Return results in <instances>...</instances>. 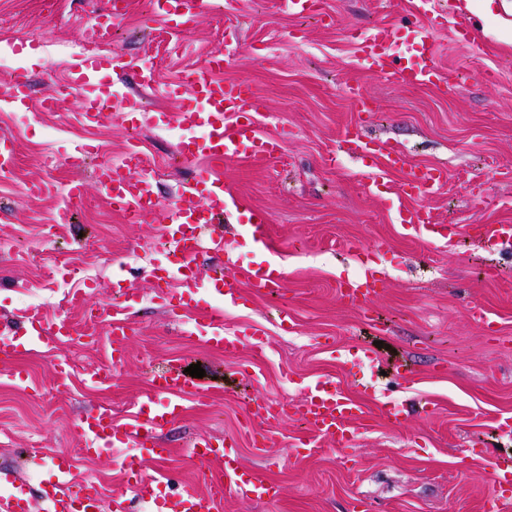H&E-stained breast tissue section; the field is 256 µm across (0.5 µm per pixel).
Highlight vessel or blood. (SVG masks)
Wrapping results in <instances>:
<instances>
[{
  "instance_id": "b4317fda",
  "label": "vessel or blood",
  "mask_w": 512,
  "mask_h": 512,
  "mask_svg": "<svg viewBox=\"0 0 512 512\" xmlns=\"http://www.w3.org/2000/svg\"><path fill=\"white\" fill-rule=\"evenodd\" d=\"M153 5L157 18L163 19L168 27H188L201 17L205 0H153ZM441 26V19L435 17L427 27L417 24L406 29L394 26L377 29L360 42L358 66L367 74L388 76L405 86L436 83L431 33ZM224 62L223 53H214L204 67L193 71L191 82L177 80L169 87L171 96L187 92L195 101L194 106L183 108L175 117L188 132L187 138L177 145V155L183 163L196 168L193 183L182 190L175 204L163 205L152 182L141 174L143 154L138 140H131L123 157L100 167L95 177L113 208L123 212L128 222L152 219L159 224L172 252L180 255L181 263L176 268L155 267L154 285L159 294H166L169 285L176 282L187 296L207 292L224 299L225 303L235 304L241 300L244 288L263 294L282 287L285 274L280 266L264 261L241 267L235 251L225 247L218 229L224 217H236L238 223L244 224L252 247L259 250L269 245V218L264 211L247 207L225 189L215 169L234 158L255 161L276 158L283 151L284 140L259 132L255 117L264 109L263 100L249 83L221 79ZM100 67L97 58H86L56 85L55 95H65L73 87L85 88L81 110L86 122L91 124L110 115L118 106L127 114H135L139 109L137 97L117 95L110 86L97 83ZM6 93L10 108L26 109L30 101L26 73L10 76ZM339 147L345 153L370 160L368 189L376 196L386 189L390 170L404 168L406 164L400 149L384 150L378 142L366 139L357 123L346 129ZM445 182L443 168L410 170L396 193L397 205L393 211L396 223L426 239L450 241L457 233L456 226L431 222L425 208L414 203L415 198L436 192ZM474 232L481 244L490 249L512 242V224H480ZM205 248L223 253L224 275L208 279L199 275L193 258ZM378 282L375 271L367 270L359 278L339 281L338 295L346 303L362 306L375 292ZM100 319L109 328L111 362L89 371L88 379L96 385H108L116 367L124 360L129 326L124 310L117 307L104 309ZM27 323L22 338L10 329L0 330V356H19L31 342L52 350L70 334L68 324L47 322L39 311L33 312ZM184 333L200 336L203 344L217 347L228 356L236 355L245 342L244 337L225 335L224 317L217 310L211 311L205 334H198L192 326L186 327ZM204 396L203 389L188 388L184 376L178 372H154L148 377V388L138 410L125 422L114 423L110 408L102 406L78 417L74 435L91 458L119 444L133 449L148 448L160 457L166 453L162 436L167 426L184 415L187 400H200ZM288 414L306 422L308 431L298 438L295 451L299 456L310 457L321 453L325 441L347 448L353 438V425L364 418L366 409L363 401L343 395L335 381L319 379L309 385L302 401L290 406ZM188 453L199 462L218 464L217 472L209 477L208 494L187 488L167 499L160 482L142 474L137 456H125L122 466L132 475L138 497L161 501L165 512H219L224 493L229 489L257 499L278 495L273 483L256 469L240 463L235 438H225L219 444L209 438H197L189 443ZM52 462L55 480L44 494L46 512H100L101 495L94 486L74 482L70 457L59 452ZM510 501L512 466L494 461L487 502L494 512H501ZM0 512H31L25 485L7 471L0 472Z\"/></svg>"
}]
</instances>
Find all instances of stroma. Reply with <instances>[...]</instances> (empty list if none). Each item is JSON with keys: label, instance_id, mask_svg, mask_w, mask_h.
Masks as SVG:
<instances>
[{"label": "stroma", "instance_id": "35a3bbf8", "mask_svg": "<svg viewBox=\"0 0 512 512\" xmlns=\"http://www.w3.org/2000/svg\"><path fill=\"white\" fill-rule=\"evenodd\" d=\"M331 23L291 15L282 0H209V8L189 30L167 34L151 14L150 0H129L126 15L101 45L95 29L100 0H0V76L26 70L33 95L24 111H0V135L14 138L15 176L0 183V201L11 208L0 220L21 260L0 252V317L21 327L28 313L64 319L85 327L69 293H84L89 305L113 304L112 275L125 267L136 300L125 310L131 336L128 358L110 389L88 386V371L106 362L105 326L93 342L72 349L67 377L54 370L51 357L29 346L23 356L0 359V467L16 469L32 492V512H43L40 486L54 480L49 455L65 452L77 481L94 483L104 501L123 490L133 512H160L140 500L119 454L87 458L73 434L85 411L102 405L120 423L135 411L147 388L150 367L167 363L187 368L201 364L200 385L206 405L187 401L184 416L165 433L168 453L156 458L139 449L144 473L162 478L169 493L184 486L207 491L212 466L190 458L186 448L197 437H235L241 461L277 484V498L258 502L225 492L221 512H353L364 500L367 512H486L491 463L465 455L486 448L491 455L512 454V437L498 433L496 421L512 416V246L485 250L469 234L449 243H427L393 221L391 192L403 179L389 175V193L377 197L364 186L365 161L338 150L343 129L362 120L368 135L385 146L405 150L412 166L439 165L445 185L424 204L441 224H512V50L498 48L489 34L494 20L463 17L457 0H432L444 18L434 34L435 63L449 85L404 86L363 73L356 65V37L378 27L403 24L414 0H323ZM467 20L471 41L457 43L453 31ZM42 36L35 50L39 65L28 66L22 35ZM52 41H78L92 55L111 59L154 60L157 82L142 90L144 103L170 113L191 104L190 96L164 97L166 86L182 71L205 62L215 49L229 53L222 76L245 79L267 110L263 132L285 138L280 160L264 164L232 159L219 170L225 185L243 203L271 216L270 249L257 251L236 230L225 228L241 266L271 261L286 272L281 293L244 290L243 301L224 311L227 333H257L259 347L237 355L196 344L172 323L164 299L152 288V265H173L165 254L157 224L127 223L95 182L100 160L117 159L129 145L128 122L139 125L145 166L151 169L163 202H172L192 169L175 152L178 128L153 127L148 108L127 117L114 111L88 126L78 106L66 103L47 112L42 101L55 80L70 73L76 59L51 53ZM359 85L368 112L353 111L344 90ZM90 143L101 153L81 166L67 164L76 145ZM67 185L80 180L86 200L68 221L60 219L56 193L28 194L37 181ZM74 259L66 277L48 287L38 282L53 252ZM374 261L384 282L367 308L338 299L336 282L353 278ZM287 303L295 327L284 333L275 317ZM479 303L495 321L488 333L472 320ZM374 348L376 370L363 374L347 363L350 348ZM411 360L412 380L390 376L392 365ZM27 375L14 385L9 375ZM366 378L376 393L367 404L368 420L351 443L350 458L333 450L295 457L300 432L291 420L270 429L265 442L254 441L245 425L255 402L299 403L307 386L320 378L337 381L343 394L356 392ZM401 403L404 424L385 420L380 404ZM39 446L46 460L25 461V450Z\"/></svg>", "mask_w": 512, "mask_h": 512}]
</instances>
